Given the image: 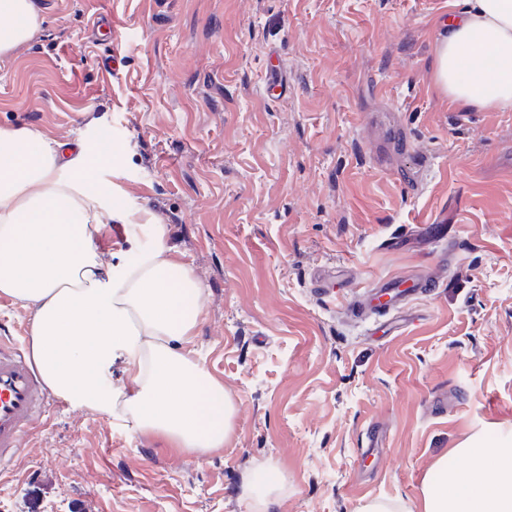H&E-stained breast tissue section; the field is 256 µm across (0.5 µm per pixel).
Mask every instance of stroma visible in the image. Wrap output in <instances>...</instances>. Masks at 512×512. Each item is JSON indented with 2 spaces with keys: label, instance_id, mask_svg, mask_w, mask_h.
Returning a JSON list of instances; mask_svg holds the SVG:
<instances>
[{
  "label": "stroma",
  "instance_id": "35a3bbf8",
  "mask_svg": "<svg viewBox=\"0 0 512 512\" xmlns=\"http://www.w3.org/2000/svg\"><path fill=\"white\" fill-rule=\"evenodd\" d=\"M38 7L40 31L0 64V128L111 135L104 177L137 213L100 248L133 263L144 212L165 224L204 288L182 350L236 412L196 455L60 403L0 472V512H251L245 482L271 464L269 512H415L436 459L512 445V112L436 89L448 0ZM418 224L448 237H410ZM396 273L432 287L391 333L350 306ZM371 426L387 433L372 452Z\"/></svg>",
  "mask_w": 512,
  "mask_h": 512
}]
</instances>
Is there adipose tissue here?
I'll use <instances>...</instances> for the list:
<instances>
[{
  "instance_id": "obj_1",
  "label": "adipose tissue",
  "mask_w": 512,
  "mask_h": 512,
  "mask_svg": "<svg viewBox=\"0 0 512 512\" xmlns=\"http://www.w3.org/2000/svg\"><path fill=\"white\" fill-rule=\"evenodd\" d=\"M440 26L433 71L448 103L512 112V0H457ZM0 62L38 32L37 0H0ZM110 142L91 149L27 127L0 130V293L32 311V360L72 408L128 414L137 431L201 455L222 447L235 406L181 346L200 323L203 290L149 220L151 244L128 265L107 261L98 239L128 223L121 192L102 177ZM131 388L106 376L116 356ZM419 512H512V448L454 449L424 478Z\"/></svg>"
}]
</instances>
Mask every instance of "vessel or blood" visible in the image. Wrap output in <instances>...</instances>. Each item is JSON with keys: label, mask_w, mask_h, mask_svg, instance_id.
<instances>
[{"label": "vessel or blood", "mask_w": 512, "mask_h": 512, "mask_svg": "<svg viewBox=\"0 0 512 512\" xmlns=\"http://www.w3.org/2000/svg\"><path fill=\"white\" fill-rule=\"evenodd\" d=\"M367 294L373 307L401 310L418 296L419 283L390 276L370 283ZM53 401L23 351L0 343V468L14 462Z\"/></svg>", "instance_id": "b4317fda"}]
</instances>
